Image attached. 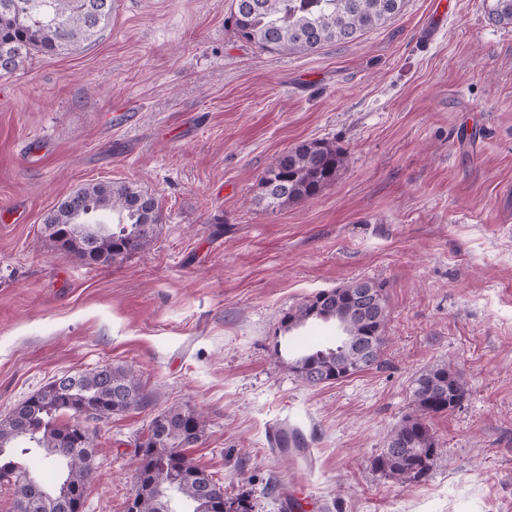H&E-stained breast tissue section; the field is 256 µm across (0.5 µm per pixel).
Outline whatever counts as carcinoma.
Listing matches in <instances>:
<instances>
[{
  "mask_svg": "<svg viewBox=\"0 0 512 512\" xmlns=\"http://www.w3.org/2000/svg\"><path fill=\"white\" fill-rule=\"evenodd\" d=\"M113 0H0V73L17 70L32 56L71 53L96 41L110 24ZM403 0H234L232 19L239 36L269 52L305 53L327 44L349 43L399 14ZM488 19L512 24V0H491ZM345 157L332 142L303 141L278 155L260 179V197L271 208L317 195L336 180ZM157 198L126 183H89L70 193L45 218L48 237L80 265H108L148 248L160 223ZM337 289L320 290L280 321L283 335L312 321L333 322L336 345L294 356V369L332 383L381 364L388 304L384 286L359 279L342 286L349 305L366 310L368 320L336 317ZM347 370L336 375V362ZM52 382L33 393L0 421V476L9 473L35 483L39 497L16 512H74L71 489L87 488L90 473L84 460L95 455L94 433L80 436L59 417L85 408L90 419L103 421L117 412L144 408L151 396L140 379L124 366L105 365ZM414 411L393 427L375 466L403 483L428 476L440 452L428 419L454 410L464 390L453 366L442 362L422 372L412 391ZM205 420L194 409L171 407L150 423L139 444L137 489L126 512H175V493L189 512H212L209 492L190 479L193 467L185 453L203 435ZM34 453L39 465L14 460ZM168 471L172 479L156 481Z\"/></svg>",
  "mask_w": 512,
  "mask_h": 512,
  "instance_id": "obj_1",
  "label": "carcinoma"
}]
</instances>
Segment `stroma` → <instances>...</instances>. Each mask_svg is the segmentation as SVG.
Returning <instances> with one entry per match:
<instances>
[{
    "mask_svg": "<svg viewBox=\"0 0 512 512\" xmlns=\"http://www.w3.org/2000/svg\"><path fill=\"white\" fill-rule=\"evenodd\" d=\"M436 0L344 44L242 40L232 0H115L93 45L0 76V420L59 377L134 370L152 403L91 423L84 512H125L137 443L170 407L206 420L187 454L251 512L292 486L324 512H512V26L488 0ZM345 163L311 199L258 183L303 141ZM159 197L149 248L82 266L44 231L92 182ZM358 279L384 286L379 367L312 386L275 353L285 312ZM466 397L404 484L375 469L425 369ZM299 429L310 463L273 450Z\"/></svg>",
    "mask_w": 512,
    "mask_h": 512,
    "instance_id": "stroma-1",
    "label": "stroma"
}]
</instances>
